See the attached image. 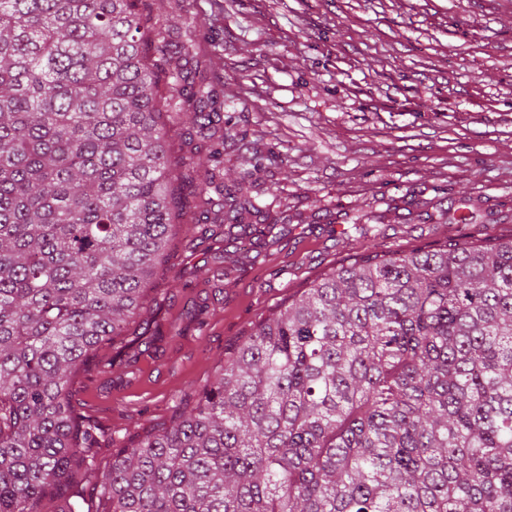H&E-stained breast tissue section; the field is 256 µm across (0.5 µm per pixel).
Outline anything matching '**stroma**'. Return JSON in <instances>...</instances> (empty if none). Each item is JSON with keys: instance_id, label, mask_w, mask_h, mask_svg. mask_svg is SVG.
Segmentation results:
<instances>
[{"instance_id": "obj_1", "label": "stroma", "mask_w": 512, "mask_h": 512, "mask_svg": "<svg viewBox=\"0 0 512 512\" xmlns=\"http://www.w3.org/2000/svg\"><path fill=\"white\" fill-rule=\"evenodd\" d=\"M166 48L224 43V188L252 153L262 206L242 238L199 224L175 237L136 360L104 348L73 386L98 458L169 421L228 352L288 297L362 251L342 230L367 216L379 251L512 237V0H142ZM470 223H459L460 215Z\"/></svg>"}]
</instances>
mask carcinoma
Masks as SVG:
<instances>
[{
	"label": "carcinoma",
	"mask_w": 512,
	"mask_h": 512,
	"mask_svg": "<svg viewBox=\"0 0 512 512\" xmlns=\"http://www.w3.org/2000/svg\"><path fill=\"white\" fill-rule=\"evenodd\" d=\"M165 31L139 0H0V512H512V240L381 254L351 225L362 260L97 463L74 380L219 177L224 44L150 56ZM249 177L214 220L260 212Z\"/></svg>",
	"instance_id": "cac0c4a2"
}]
</instances>
